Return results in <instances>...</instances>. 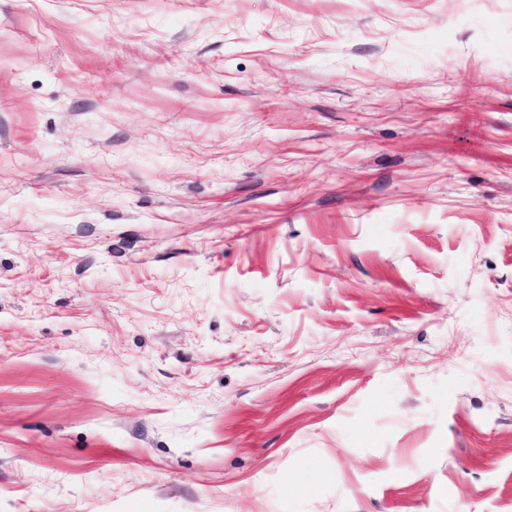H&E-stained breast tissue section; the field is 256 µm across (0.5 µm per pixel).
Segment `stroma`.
Returning a JSON list of instances; mask_svg holds the SVG:
<instances>
[{
  "label": "stroma",
  "instance_id": "obj_1",
  "mask_svg": "<svg viewBox=\"0 0 512 512\" xmlns=\"http://www.w3.org/2000/svg\"><path fill=\"white\" fill-rule=\"evenodd\" d=\"M0 512H512V0H0Z\"/></svg>",
  "mask_w": 512,
  "mask_h": 512
}]
</instances>
